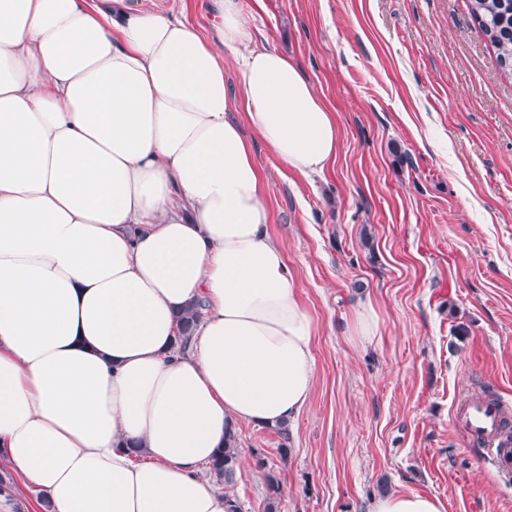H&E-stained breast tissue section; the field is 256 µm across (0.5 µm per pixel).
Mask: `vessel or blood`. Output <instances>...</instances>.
<instances>
[{
  "label": "vessel or blood",
  "instance_id": "b4317fda",
  "mask_svg": "<svg viewBox=\"0 0 512 512\" xmlns=\"http://www.w3.org/2000/svg\"><path fill=\"white\" fill-rule=\"evenodd\" d=\"M506 406L499 397L467 399L454 414L466 438L481 444L493 469L504 476L512 474V443L500 436Z\"/></svg>",
  "mask_w": 512,
  "mask_h": 512
}]
</instances>
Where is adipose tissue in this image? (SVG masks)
I'll return each mask as SVG.
<instances>
[{"instance_id": "obj_1", "label": "adipose tissue", "mask_w": 512, "mask_h": 512, "mask_svg": "<svg viewBox=\"0 0 512 512\" xmlns=\"http://www.w3.org/2000/svg\"><path fill=\"white\" fill-rule=\"evenodd\" d=\"M209 8L207 32L156 0H0V453L48 512H227L202 468L314 391L253 145L321 175L336 117L241 0ZM370 512L445 509L390 493Z\"/></svg>"}]
</instances>
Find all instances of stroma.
<instances>
[{
  "instance_id": "1",
  "label": "stroma",
  "mask_w": 512,
  "mask_h": 512,
  "mask_svg": "<svg viewBox=\"0 0 512 512\" xmlns=\"http://www.w3.org/2000/svg\"><path fill=\"white\" fill-rule=\"evenodd\" d=\"M260 41L291 55L336 114L341 148L306 181L255 144L269 231L316 325L317 379L280 438L242 424L229 492L264 512L262 450L281 512H368L380 488L445 512H512L453 425L464 399L512 404V78L470 0H242ZM381 334L353 348L356 302ZM13 512L42 496L7 462ZM252 456L255 466L264 471V478L267 485L268 495L266 498L265 512H280L281 481L273 469L268 468V462L262 452L253 450Z\"/></svg>"
}]
</instances>
